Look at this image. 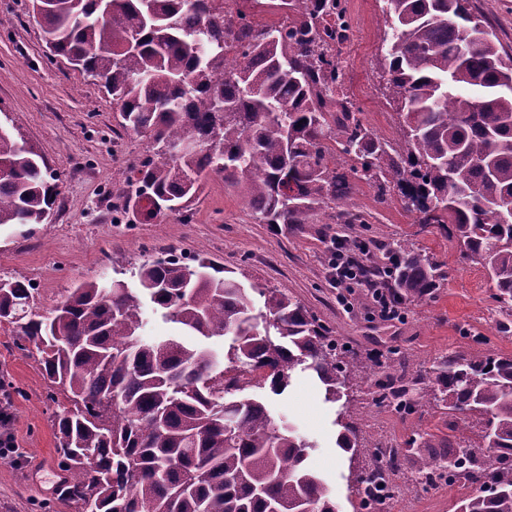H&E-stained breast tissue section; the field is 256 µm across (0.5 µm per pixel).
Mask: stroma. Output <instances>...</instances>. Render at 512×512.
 I'll use <instances>...</instances> for the list:
<instances>
[{
  "label": "stroma",
  "instance_id": "obj_1",
  "mask_svg": "<svg viewBox=\"0 0 512 512\" xmlns=\"http://www.w3.org/2000/svg\"><path fill=\"white\" fill-rule=\"evenodd\" d=\"M351 23L340 54L342 89L360 108L364 123L383 140L399 137V119L380 77L387 33L381 0H343ZM97 80L50 55L39 19L29 0H0V127L19 130L60 175V193L49 223L0 227V275L21 276L37 284L44 310H51L67 288L86 280H130L145 256L176 251L207 257L231 268L245 282L274 287L300 301L339 343L345 360L358 369L349 383L350 411L365 419L371 438L387 437L405 448L417 432L444 437L448 417L423 407L401 417L373 404L375 379L368 368L396 350L411 361V371L432 379L436 358L480 349L512 354V333L494 327L496 304L484 269L459 264L448 225L417 224L398 203L380 204L374 191L358 184L356 198L366 212L360 236L377 263L390 247L411 241L444 263L448 278L435 298L408 305L395 320H382L365 289H356L350 306L338 301L331 283L326 246L329 235H350L344 224L317 221L295 232L259 223L236 190L209 175L190 219H161L119 212L131 165L149 153V136L125 130ZM0 372L18 389L10 432L16 436L23 465L0 458V512H37L38 502L54 497L59 477L37 468L39 457L54 455L56 439L46 407L47 385L35 363L12 345L9 327L0 326ZM271 416L313 442L311 467L325 479L339 512H355L346 481L349 456L336 446L338 407L326 402L321 384L295 371L282 394L256 388ZM456 487L408 485L401 496L375 512H454Z\"/></svg>",
  "mask_w": 512,
  "mask_h": 512
}]
</instances>
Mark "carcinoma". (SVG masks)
I'll return each instance as SVG.
<instances>
[{
  "mask_svg": "<svg viewBox=\"0 0 512 512\" xmlns=\"http://www.w3.org/2000/svg\"><path fill=\"white\" fill-rule=\"evenodd\" d=\"M389 104L396 144L363 123L341 92L342 0H278L265 25L228 0H32L50 51L94 78L121 126L150 134L152 153L126 179L122 210L190 215L202 176L241 190L262 224L289 230L336 211L362 225L357 183L419 224H449L461 264L487 274L512 331V54L474 0H383ZM193 148L166 156V148ZM350 162L339 171V161ZM0 226L50 220L60 177L24 139L0 127ZM149 197L153 208L138 206ZM393 295L422 301L448 272L424 249L388 250ZM204 258L150 255L122 280H87L46 315L29 280L0 276V325L47 382L58 465L57 512H337L307 459L312 445L274 423L247 389L224 391V370L282 392L295 370L316 374L325 401L346 396L355 365L301 302ZM187 335L232 337L226 358L178 339H142L144 302ZM432 384L380 382L373 401L409 414L446 411L459 454L476 466L455 512H512V356L440 357ZM337 447L356 456L361 423L337 414ZM424 433L396 450V480L434 484L448 453ZM351 489L393 496L372 467Z\"/></svg>",
  "mask_w": 512,
  "mask_h": 512,
  "instance_id": "1",
  "label": "carcinoma"
}]
</instances>
